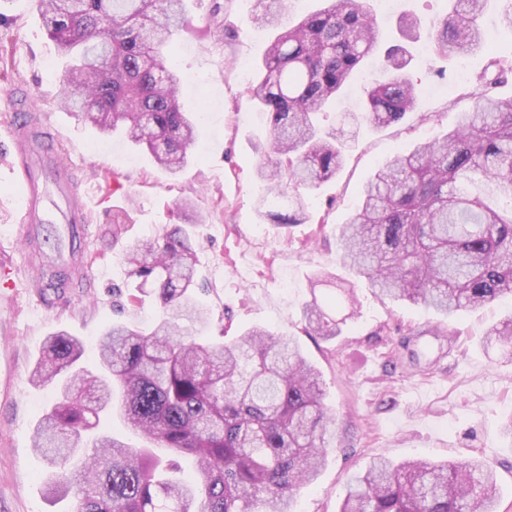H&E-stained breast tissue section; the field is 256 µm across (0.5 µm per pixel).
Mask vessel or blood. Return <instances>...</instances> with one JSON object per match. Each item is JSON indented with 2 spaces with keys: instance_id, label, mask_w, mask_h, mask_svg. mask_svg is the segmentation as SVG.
<instances>
[{
  "instance_id": "b4317fda",
  "label": "vessel or blood",
  "mask_w": 512,
  "mask_h": 512,
  "mask_svg": "<svg viewBox=\"0 0 512 512\" xmlns=\"http://www.w3.org/2000/svg\"><path fill=\"white\" fill-rule=\"evenodd\" d=\"M6 133L11 154L7 171L22 187L12 210L13 242L24 257L20 274L32 284L54 267L62 274L60 287H72L86 277L83 256L96 234L89 196L73 164L63 159L65 146L43 113L31 109L26 92L8 101Z\"/></svg>"
}]
</instances>
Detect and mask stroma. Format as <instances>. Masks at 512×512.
Listing matches in <instances>:
<instances>
[{
    "label": "stroma",
    "instance_id": "1",
    "mask_svg": "<svg viewBox=\"0 0 512 512\" xmlns=\"http://www.w3.org/2000/svg\"><path fill=\"white\" fill-rule=\"evenodd\" d=\"M227 30L239 37L217 38L209 24L212 0H186L188 24L174 39L171 63L186 78H206L217 111H208L191 88H183L187 110L198 116L194 156L177 175L158 168L151 154L124 137L78 124L59 105V79L68 59L58 52L39 17L36 0H0V110L11 93L27 90L39 112L69 144L83 180L99 203L91 220L97 236L85 262L82 287L36 293L8 290L0 276V512H68L69 501L45 493L44 465L33 450V430L51 397L50 388L30 384V373L47 336L65 331L86 348L92 364L103 330L115 322L152 324L160 312L149 295L120 304L127 294L126 251L137 241L163 234L172 225L189 227L196 250V296L213 316L224 319L228 336L253 326L295 336L321 372L325 402L336 417V442L317 481L302 489L295 512H337L347 481L376 457L394 462L478 458L499 478V512H512V364L496 361L483 346L486 332L512 315V299L467 308L445 317L421 306L357 289V316L331 341L303 331L302 307L309 280L336 264L338 224L358 202V190L381 163L421 142L442 137L459 123L472 101L490 52L512 54V31L496 25L504 0H489L482 23L487 49L467 59L418 55L430 40V22L442 18L449 0H398L383 13L387 43L400 42L401 16L422 25L409 46L410 70L419 83L417 104L394 125H362L336 179L309 197V208L324 216L322 233L313 225L278 228L261 221L256 202L263 190L256 176L266 156L260 135L263 117L247 88L272 34L246 24L249 0H223ZM247 59L246 73L226 65ZM193 200L202 221L189 225L180 205ZM129 205L132 222L112 237L115 207ZM418 361H410V352Z\"/></svg>",
    "mask_w": 512,
    "mask_h": 512
}]
</instances>
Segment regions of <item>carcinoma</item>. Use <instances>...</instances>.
<instances>
[{
  "label": "carcinoma",
  "mask_w": 512,
  "mask_h": 512,
  "mask_svg": "<svg viewBox=\"0 0 512 512\" xmlns=\"http://www.w3.org/2000/svg\"><path fill=\"white\" fill-rule=\"evenodd\" d=\"M185 0H37L50 39L77 54L60 82V103L78 120L146 147L171 174L194 147L196 120L183 108L184 75L167 48L184 27ZM488 0H454L434 26V47L466 56L487 35ZM286 0H256L248 23L278 31L257 64L251 102L267 118L270 161L257 213L277 227L324 224L306 193L336 177L352 137L323 123L326 109L372 58L385 78L367 90L357 128L387 127L412 111L417 88L400 44L385 46L363 0H321L284 26ZM470 92L472 109L441 140L380 165L357 207L336 227L338 263L378 297L451 314L512 297V97L495 96L512 67L493 58ZM480 182L486 195H473ZM135 290L163 311L149 331L114 323L99 337L93 368L83 342L48 336L31 383L54 396L35 426L34 448L50 473L48 494L73 512H294L333 447L334 418L320 372L294 337L253 327L224 340L194 292L196 255L186 231L171 230L126 251ZM312 287L336 288L340 319L316 292L304 332L333 339L357 312L355 286L331 271ZM221 335L201 337L206 330ZM487 348L512 362V317L487 333ZM120 398L123 425L150 447L117 438L105 420ZM191 459L185 476L174 459ZM339 512H498L497 477L480 459L395 464L379 458L352 475Z\"/></svg>",
  "instance_id": "carcinoma-1"
}]
</instances>
